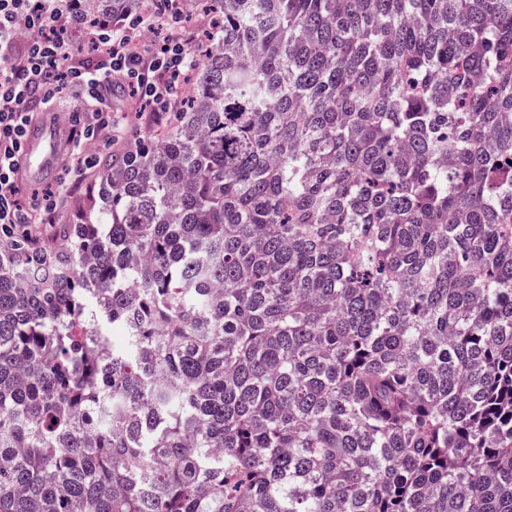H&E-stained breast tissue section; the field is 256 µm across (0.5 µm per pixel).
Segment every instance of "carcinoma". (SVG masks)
<instances>
[{"label": "carcinoma", "mask_w": 512, "mask_h": 512, "mask_svg": "<svg viewBox=\"0 0 512 512\" xmlns=\"http://www.w3.org/2000/svg\"><path fill=\"white\" fill-rule=\"evenodd\" d=\"M206 2L160 137L0 229V512H512V0Z\"/></svg>", "instance_id": "cac0c4a2"}]
</instances>
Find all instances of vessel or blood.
Segmentation results:
<instances>
[{"instance_id": "1", "label": "vessel or blood", "mask_w": 512, "mask_h": 512, "mask_svg": "<svg viewBox=\"0 0 512 512\" xmlns=\"http://www.w3.org/2000/svg\"><path fill=\"white\" fill-rule=\"evenodd\" d=\"M71 127L70 117L61 113L37 116L26 130L19 177L28 179L35 162H54L63 157L69 147Z\"/></svg>"}]
</instances>
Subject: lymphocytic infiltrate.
I'll list each match as a JSON object with an SVG mask.
<instances>
[{"label": "lymphocytic infiltrate", "instance_id": "1", "mask_svg": "<svg viewBox=\"0 0 512 512\" xmlns=\"http://www.w3.org/2000/svg\"><path fill=\"white\" fill-rule=\"evenodd\" d=\"M80 0H0V225L32 228L52 214L58 195L24 203L16 163L23 153L24 134L34 100L44 109L60 102L64 88L92 101V111L73 115L70 162L65 175L88 163L85 144L100 137L109 143L133 141V127L112 110V90L129 87L153 115L175 111L195 66L189 46L192 35L182 25L180 0H149L147 9L119 27L95 25L89 35L94 67H87L67 38V30L84 25ZM26 39H18L19 27ZM160 31L161 38L142 46V27Z\"/></svg>", "mask_w": 512, "mask_h": 512}]
</instances>
